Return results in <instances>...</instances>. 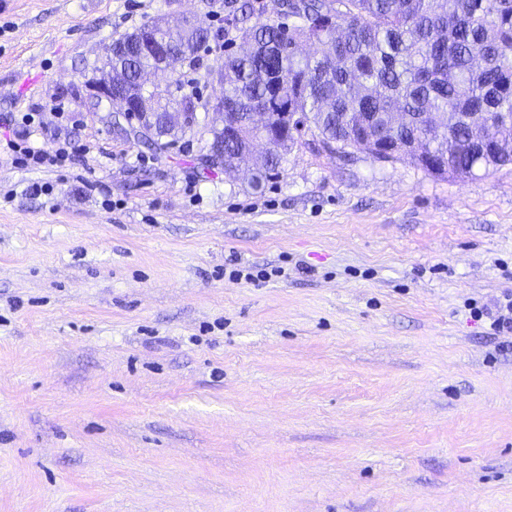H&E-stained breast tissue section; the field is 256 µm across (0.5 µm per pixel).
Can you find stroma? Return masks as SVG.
I'll return each instance as SVG.
<instances>
[{
	"instance_id": "35a3bbf8",
	"label": "stroma",
	"mask_w": 512,
	"mask_h": 512,
	"mask_svg": "<svg viewBox=\"0 0 512 512\" xmlns=\"http://www.w3.org/2000/svg\"><path fill=\"white\" fill-rule=\"evenodd\" d=\"M199 7L0 0V117L91 147L0 154V512H512V165L299 146L255 191L204 165L203 68L198 126L138 144L105 48ZM5 144L3 145V150L6 152L16 153L18 151H23L25 156H27L30 160L33 161L34 165L38 166H53L57 163V161L64 157L66 154L65 148H59L55 151L54 154H51L47 151L35 148V147H25L24 149L20 148V143L15 138H5Z\"/></svg>"
}]
</instances>
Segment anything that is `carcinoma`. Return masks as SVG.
Returning <instances> with one entry per match:
<instances>
[{
	"instance_id": "carcinoma-1",
	"label": "carcinoma",
	"mask_w": 512,
	"mask_h": 512,
	"mask_svg": "<svg viewBox=\"0 0 512 512\" xmlns=\"http://www.w3.org/2000/svg\"><path fill=\"white\" fill-rule=\"evenodd\" d=\"M282 18L267 16L260 0H224V22L250 44L239 54L225 41L209 69L219 73L212 110L223 118L207 153L224 147V170L250 156L251 112L278 79L296 121L276 116L267 127L269 147L251 168L255 189L302 144L333 157L354 149L408 160L462 181L512 163V0H290ZM138 36L170 45L166 88L138 82L140 70L156 68L147 54L130 57ZM212 42L218 35L203 25L172 36L145 22L105 48L126 93L154 100L153 112L131 114L144 128L137 141L168 148L165 112L182 111L184 130L195 126L200 98L183 91L182 67L199 65Z\"/></svg>"
}]
</instances>
